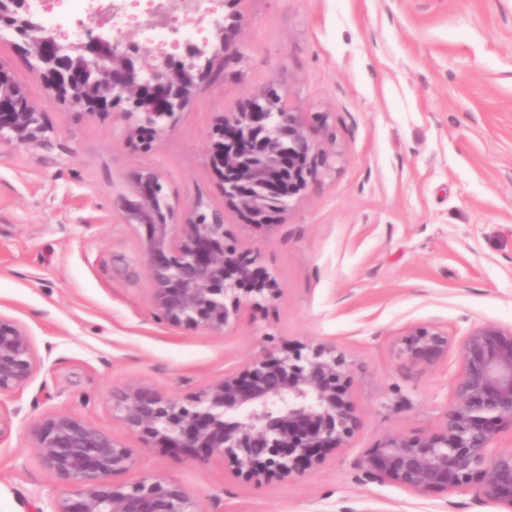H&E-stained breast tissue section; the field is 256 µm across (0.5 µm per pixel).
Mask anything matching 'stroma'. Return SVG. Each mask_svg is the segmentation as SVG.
Masks as SVG:
<instances>
[{
  "mask_svg": "<svg viewBox=\"0 0 512 512\" xmlns=\"http://www.w3.org/2000/svg\"><path fill=\"white\" fill-rule=\"evenodd\" d=\"M241 60L217 65L175 124L145 145L123 123L74 120L10 37L7 62L58 148L0 149V317L28 332L40 366L0 397V512L65 497L30 424L77 414L135 450L127 477L178 481L198 512H500L479 485L415 494L371 478L365 453L440 422L461 371L399 352L409 327L512 326V0H240ZM277 85L326 118L330 167L272 228L229 207L206 161L222 109ZM159 174L177 212L224 216L230 239L276 282L274 298L217 335L153 314L139 233L116 207L138 174ZM334 346L351 365L359 431L303 476L245 483L220 459L147 448L113 418L112 388L190 397L276 348Z\"/></svg>",
  "mask_w": 512,
  "mask_h": 512,
  "instance_id": "35a3bbf8",
  "label": "stroma"
}]
</instances>
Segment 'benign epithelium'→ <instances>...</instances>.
I'll list each match as a JSON object with an SVG mask.
<instances>
[{
  "instance_id": "benign-epithelium-1",
  "label": "benign epithelium",
  "mask_w": 512,
  "mask_h": 512,
  "mask_svg": "<svg viewBox=\"0 0 512 512\" xmlns=\"http://www.w3.org/2000/svg\"><path fill=\"white\" fill-rule=\"evenodd\" d=\"M240 0H224V20L213 40L188 43L179 56L159 54L144 65L138 30L105 39L60 42L28 8L27 0H0V31H11L48 95L73 118L104 114L127 123L130 142L163 134L191 102L214 66L240 54L235 37L245 25ZM283 109L270 112L257 95L220 113L210 134L207 162L224 199L253 224L290 208L328 158L311 134L308 113L272 84ZM43 113L22 93L0 60V146H55ZM124 222L144 229L138 252L150 283L155 316L174 326L222 334L242 309L274 295L275 281L259 272L250 253L226 242L224 220L196 208L180 222L153 171L139 174L117 199ZM451 339L439 325H415L400 353L434 367L448 358ZM462 364L454 399L440 425L418 436L390 435L361 461L364 470L416 494H461L478 482L483 495L512 512V450L492 447L512 429V327H472L458 345ZM26 329L0 317V396L20 394L39 368ZM350 364L333 346L268 352L236 374L189 399L164 397L148 386L112 391L111 408L126 431L146 445L172 448L192 461L219 457L234 477L250 483L302 476L344 447L360 427L349 394ZM38 458L68 496L52 512H198L174 480L123 476L134 449L84 418L54 412L32 426Z\"/></svg>"
}]
</instances>
